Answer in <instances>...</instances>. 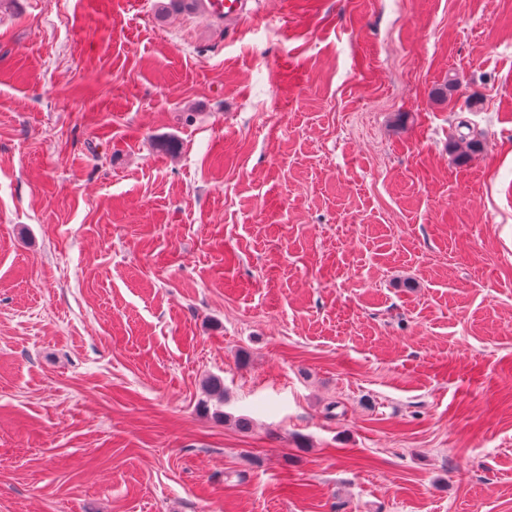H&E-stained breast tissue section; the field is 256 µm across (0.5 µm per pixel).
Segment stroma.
<instances>
[{
	"label": "stroma",
	"mask_w": 512,
	"mask_h": 512,
	"mask_svg": "<svg viewBox=\"0 0 512 512\" xmlns=\"http://www.w3.org/2000/svg\"><path fill=\"white\" fill-rule=\"evenodd\" d=\"M168 2L0 0V512H512V0ZM198 8L203 15L224 22L225 28L238 27L256 13L248 0H199Z\"/></svg>",
	"instance_id": "1"
}]
</instances>
